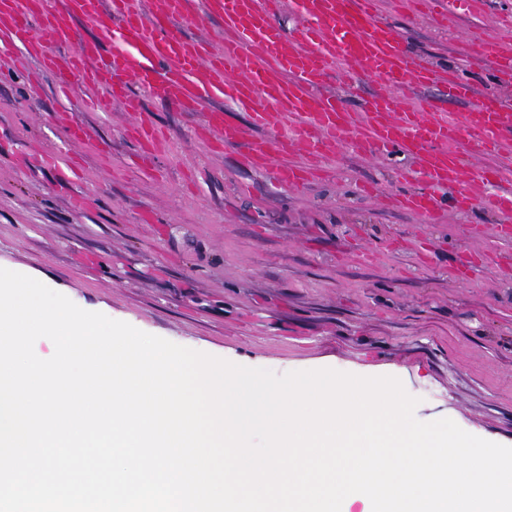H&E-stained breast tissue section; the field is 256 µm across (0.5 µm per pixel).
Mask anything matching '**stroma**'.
<instances>
[{
	"mask_svg": "<svg viewBox=\"0 0 512 512\" xmlns=\"http://www.w3.org/2000/svg\"><path fill=\"white\" fill-rule=\"evenodd\" d=\"M381 19L431 65L454 68L478 95L512 113V81L467 67L472 25L512 51V0H487L434 23L381 0ZM0 45V267L29 275L80 308L233 363L290 371L332 368L393 376L418 398L416 419H452L466 432L512 446V239L486 208L426 223L359 197L401 190L414 158L341 149L327 176L297 189L275 168L256 171L233 149L195 138L198 117L158 94L144 120L167 128L163 154L142 163L125 112H89L83 91L54 75L32 92L28 69ZM359 113L383 85L352 69L328 85ZM79 123L109 153L70 142ZM65 152L77 179L30 168L24 156ZM90 195L88 209L73 195Z\"/></svg>",
	"mask_w": 512,
	"mask_h": 512,
	"instance_id": "1",
	"label": "stroma"
}]
</instances>
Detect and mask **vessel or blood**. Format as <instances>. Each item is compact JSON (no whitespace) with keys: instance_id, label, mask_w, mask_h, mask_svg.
Returning a JSON list of instances; mask_svg holds the SVG:
<instances>
[{"instance_id":"vessel-or-blood-1","label":"vessel or blood","mask_w":512,"mask_h":512,"mask_svg":"<svg viewBox=\"0 0 512 512\" xmlns=\"http://www.w3.org/2000/svg\"><path fill=\"white\" fill-rule=\"evenodd\" d=\"M378 0H201L192 12L190 0H158L151 12L134 0H0V18L10 19V46L19 50L16 66L38 60L43 69L59 71L63 91L87 90L85 106L108 112L120 106L131 116L129 131L150 155L165 147L156 127L137 121L140 91L158 92L185 111H203L197 131L200 143L238 149L255 170L275 168L278 180L303 188L316 168L337 148L351 147L381 156L397 152L412 156L427 187L392 196L393 205L438 221L442 199L438 186L452 190L460 211L484 207L501 213L498 231L512 238V188L500 183L512 175V156L501 145L512 138V113L497 102L476 97L473 87L455 74L440 75L409 52L378 17ZM300 19L284 34L275 23L283 10ZM219 17L224 21L220 45L189 39L191 24ZM82 18L95 24L98 35L79 39L73 26ZM121 46L109 58L101 49L112 40ZM76 42L66 63L55 46ZM466 42L474 59L498 72L512 74V55L503 52L496 36L476 27ZM343 66L378 79L385 93L364 103L360 121L342 110L335 95L323 87ZM445 82L449 95L468 101L467 111L433 112L409 106L414 91ZM220 95L249 112V126L224 119L213 105ZM296 148L299 162L274 164V154ZM495 158V165L469 168L465 152ZM498 193H487L490 184Z\"/></svg>"}]
</instances>
